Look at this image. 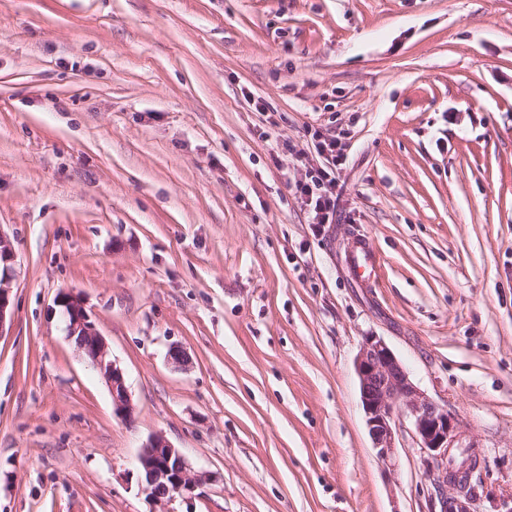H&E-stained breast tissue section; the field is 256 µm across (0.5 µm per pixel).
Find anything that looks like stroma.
<instances>
[{
    "label": "stroma",
    "instance_id": "obj_1",
    "mask_svg": "<svg viewBox=\"0 0 512 512\" xmlns=\"http://www.w3.org/2000/svg\"><path fill=\"white\" fill-rule=\"evenodd\" d=\"M317 132L347 155L321 228ZM0 231V512H439L410 421L376 458L371 334L478 444L474 512L512 498V0H0ZM159 432L190 501L142 489ZM16 258L17 255L11 241L0 231V335L6 330L7 324L9 329L11 323L9 283ZM57 303L63 308L67 338L74 340L75 336H80L76 344L104 379L115 414L125 421H132L134 408L124 375L109 358L107 344L91 320L82 300L72 291H62L57 297Z\"/></svg>",
    "mask_w": 512,
    "mask_h": 512
}]
</instances>
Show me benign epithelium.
Segmentation results:
<instances>
[{
	"label": "benign epithelium",
	"mask_w": 512,
	"mask_h": 512,
	"mask_svg": "<svg viewBox=\"0 0 512 512\" xmlns=\"http://www.w3.org/2000/svg\"><path fill=\"white\" fill-rule=\"evenodd\" d=\"M11 241L0 232V336L11 323L9 283L16 263ZM63 308L65 331L104 379L117 416L132 421L134 408L120 368L109 358L107 344L80 297L63 291L57 297ZM360 402L378 461L391 471L396 466V435L401 419L411 421L419 448L427 454L426 472L439 489L440 512H471L477 492L460 489L448 470L454 449L469 455L475 443L463 431L456 414L427 397L379 336L364 338L355 361ZM143 490L158 501L192 498L203 477L192 472L186 459L161 433L152 436L137 456Z\"/></svg>",
	"instance_id": "benign-epithelium-1"
}]
</instances>
